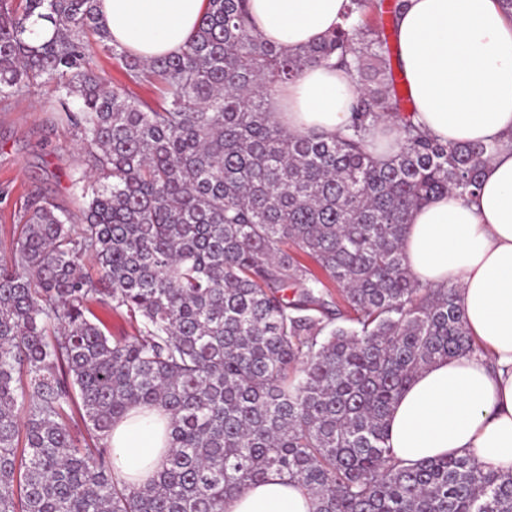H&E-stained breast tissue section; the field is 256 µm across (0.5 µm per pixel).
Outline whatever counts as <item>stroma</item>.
<instances>
[{
	"mask_svg": "<svg viewBox=\"0 0 512 512\" xmlns=\"http://www.w3.org/2000/svg\"><path fill=\"white\" fill-rule=\"evenodd\" d=\"M51 95L45 85L0 103V258L15 246L17 217L33 197L46 196L75 212L81 208L72 180L89 170V156L75 131L47 108Z\"/></svg>",
	"mask_w": 512,
	"mask_h": 512,
	"instance_id": "35a3bbf8",
	"label": "stroma"
}]
</instances>
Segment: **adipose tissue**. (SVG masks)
<instances>
[{
    "instance_id": "ef3b65f1",
    "label": "adipose tissue",
    "mask_w": 512,
    "mask_h": 512,
    "mask_svg": "<svg viewBox=\"0 0 512 512\" xmlns=\"http://www.w3.org/2000/svg\"><path fill=\"white\" fill-rule=\"evenodd\" d=\"M345 0H250L262 41L291 54L340 20ZM208 0H99L112 41L142 59L181 52ZM395 39L415 122L450 144L512 135V18L498 0H408ZM357 88L346 71L305 69L271 101L296 133L333 134ZM401 248L413 276L454 284L478 353L420 370L389 417L388 444L403 463L452 454L512 469V150L486 165L476 195L435 198L415 209ZM169 418L136 407L112 429V466L132 484L160 471ZM312 495L277 474L224 501V512H313Z\"/></svg>"
}]
</instances>
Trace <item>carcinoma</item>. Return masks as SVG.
I'll return each instance as SVG.
<instances>
[{
  "instance_id": "obj_1",
  "label": "carcinoma",
  "mask_w": 512,
  "mask_h": 512,
  "mask_svg": "<svg viewBox=\"0 0 512 512\" xmlns=\"http://www.w3.org/2000/svg\"><path fill=\"white\" fill-rule=\"evenodd\" d=\"M406 6L348 0L289 55L250 31L248 0H208L181 54L147 61L112 44L98 0H0V101L52 84L91 158L73 179L82 224L34 201L0 258V512H224L272 471L316 512H512V472L467 455L404 466L387 445L412 377L477 350L457 287L409 272L406 225L437 196L474 195L512 147L415 124L384 20ZM39 20L53 34L33 42ZM95 43L160 100L107 87ZM333 59L359 86L348 124L280 126L277 88ZM386 118L401 147L378 156L368 135ZM93 303L136 333L112 338ZM77 399L91 446L69 427ZM136 406L170 418L167 464L139 487L105 442Z\"/></svg>"
}]
</instances>
